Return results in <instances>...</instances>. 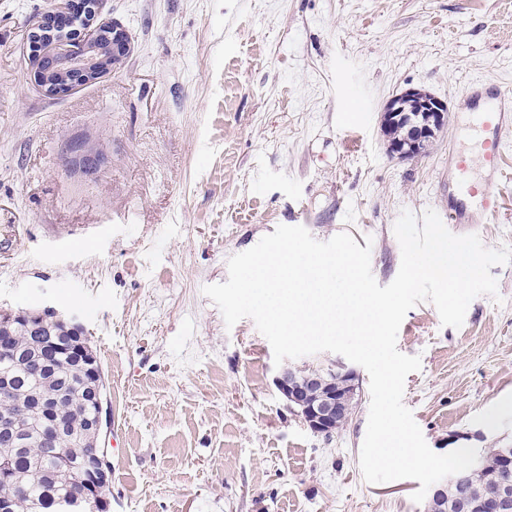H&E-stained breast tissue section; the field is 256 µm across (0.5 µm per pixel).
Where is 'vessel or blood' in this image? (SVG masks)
<instances>
[{"instance_id":"1","label":"vessel or blood","mask_w":512,"mask_h":512,"mask_svg":"<svg viewBox=\"0 0 512 512\" xmlns=\"http://www.w3.org/2000/svg\"><path fill=\"white\" fill-rule=\"evenodd\" d=\"M468 92L476 102L470 110L479 146L477 155L456 151L449 159L452 179L448 196V221L468 224L473 214L494 215L500 207L504 154L512 146V91L473 80Z\"/></svg>"}]
</instances>
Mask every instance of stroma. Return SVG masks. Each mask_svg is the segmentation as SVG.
Here are the masks:
<instances>
[{"label": "stroma", "mask_w": 512, "mask_h": 512, "mask_svg": "<svg viewBox=\"0 0 512 512\" xmlns=\"http://www.w3.org/2000/svg\"><path fill=\"white\" fill-rule=\"evenodd\" d=\"M62 0H0V312L77 316L103 367L110 512H427L419 481H364L369 375L343 429L312 432L277 387L252 319L226 327L202 289L278 225L371 242L396 277L402 210L448 216V149L472 151L466 86L512 89V0H102L130 52L63 96L31 75L27 33ZM448 105L426 154L387 151L380 116L407 89ZM102 144L98 178L77 139ZM512 248V182L491 221ZM461 328L433 304L399 350L422 359L403 403L429 447L512 446V262ZM69 152L79 171L87 178H95L106 163V155L85 140L72 145Z\"/></svg>", "instance_id": "obj_1"}]
</instances>
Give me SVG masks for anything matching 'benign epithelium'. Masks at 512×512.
<instances>
[{
	"instance_id": "7a95c632",
	"label": "benign epithelium",
	"mask_w": 512,
	"mask_h": 512,
	"mask_svg": "<svg viewBox=\"0 0 512 512\" xmlns=\"http://www.w3.org/2000/svg\"><path fill=\"white\" fill-rule=\"evenodd\" d=\"M78 14L86 26L76 33L56 42L54 59L49 67L37 64L33 68L35 84L48 95H63L73 88L74 80L84 84L100 77L101 65L113 62V57L123 51L124 33L114 26L102 36H97V9L92 0H84L76 9L68 6L48 13L46 20L39 21L29 32L32 57L44 54L41 50L40 28L44 23L65 28L71 16ZM99 37L96 42L89 39ZM448 120V106L438 97L421 89H408L393 97L383 112V124L389 126L402 122L406 137L389 145L391 154L400 158H412L424 153ZM70 155L79 171L87 178L96 177L106 163V155L82 140L70 147ZM327 373L334 377L328 383L321 375L307 376L304 381L296 379L294 370L287 368L277 378V385L287 401L288 407L300 414L308 427L317 434L326 435L336 426V419L344 414L347 391H356L358 385L351 382L357 376L354 369L342 363ZM46 432L38 437L36 446L48 444L53 447L70 445L72 436L58 418L59 401L38 397ZM25 411L0 414V432L15 437L22 427ZM111 426L108 408L99 407L92 420L97 437H102ZM92 464L84 475V485L92 488L100 481L111 478L112 468L107 458V449L97 444L91 449ZM496 494L484 504V512H512V455L503 453L498 470L494 473Z\"/></svg>"
}]
</instances>
